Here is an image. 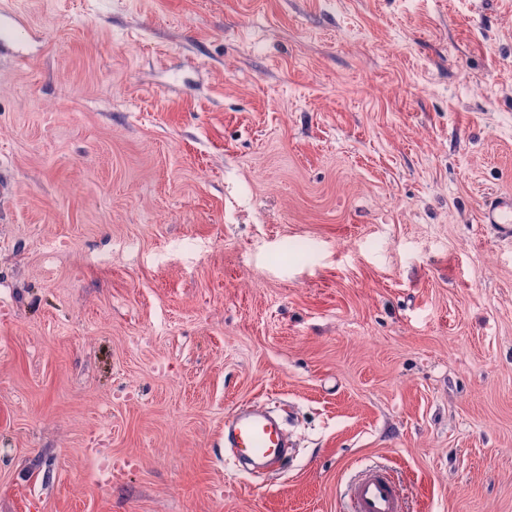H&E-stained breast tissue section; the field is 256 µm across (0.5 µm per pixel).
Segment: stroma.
Instances as JSON below:
<instances>
[{
  "label": "stroma",
  "instance_id": "1",
  "mask_svg": "<svg viewBox=\"0 0 512 512\" xmlns=\"http://www.w3.org/2000/svg\"><path fill=\"white\" fill-rule=\"evenodd\" d=\"M7 2L0 512H512V0ZM21 22L16 14L6 6H0V49L20 43ZM480 221L497 225L502 237L512 238V194L495 193L486 197L480 212ZM224 440L229 448L260 465L274 469L286 447L285 436L278 419L260 408L242 407L224 421ZM353 512H404L399 489L382 469L365 468L349 487Z\"/></svg>",
  "mask_w": 512,
  "mask_h": 512
}]
</instances>
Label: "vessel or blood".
Here are the masks:
<instances>
[{
  "mask_svg": "<svg viewBox=\"0 0 512 512\" xmlns=\"http://www.w3.org/2000/svg\"><path fill=\"white\" fill-rule=\"evenodd\" d=\"M21 23L16 14L0 6V48L20 42ZM480 221L497 225L502 237L512 238V194L487 196L480 212ZM224 439L228 447L272 469L278 466L286 446L278 419L260 408L242 407L224 422ZM352 512H404L399 489L384 470L362 469L349 487Z\"/></svg>",
  "mask_w": 512,
  "mask_h": 512,
  "instance_id": "vessel-or-blood-1",
  "label": "vessel or blood"
}]
</instances>
